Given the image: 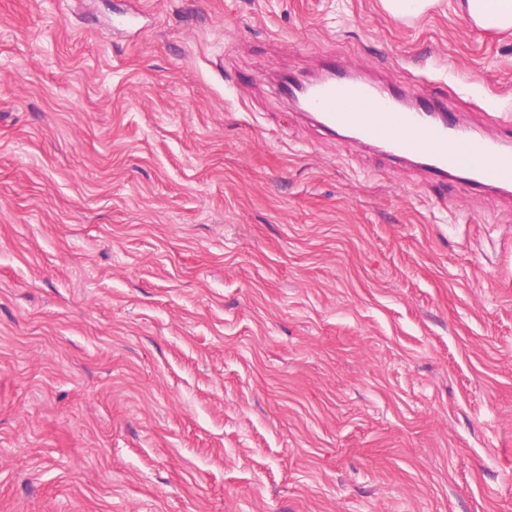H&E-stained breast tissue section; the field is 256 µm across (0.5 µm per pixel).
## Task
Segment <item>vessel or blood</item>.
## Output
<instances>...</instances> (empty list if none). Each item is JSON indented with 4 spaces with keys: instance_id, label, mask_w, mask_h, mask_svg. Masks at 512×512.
Listing matches in <instances>:
<instances>
[{
    "instance_id": "obj_1",
    "label": "vessel or blood",
    "mask_w": 512,
    "mask_h": 512,
    "mask_svg": "<svg viewBox=\"0 0 512 512\" xmlns=\"http://www.w3.org/2000/svg\"><path fill=\"white\" fill-rule=\"evenodd\" d=\"M305 104L327 131H353L359 143L382 144L400 157L425 156L435 180L454 179L472 189L512 187V154L448 121L429 120L428 104L402 109L387 85L366 86L338 73L310 88Z\"/></svg>"
}]
</instances>
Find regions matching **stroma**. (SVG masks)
<instances>
[{
	"instance_id": "stroma-1",
	"label": "stroma",
	"mask_w": 512,
	"mask_h": 512,
	"mask_svg": "<svg viewBox=\"0 0 512 512\" xmlns=\"http://www.w3.org/2000/svg\"><path fill=\"white\" fill-rule=\"evenodd\" d=\"M330 59L512 143L457 0H0V512H512V198L296 110ZM385 10L394 17L419 20L426 15L439 0H383Z\"/></svg>"
}]
</instances>
